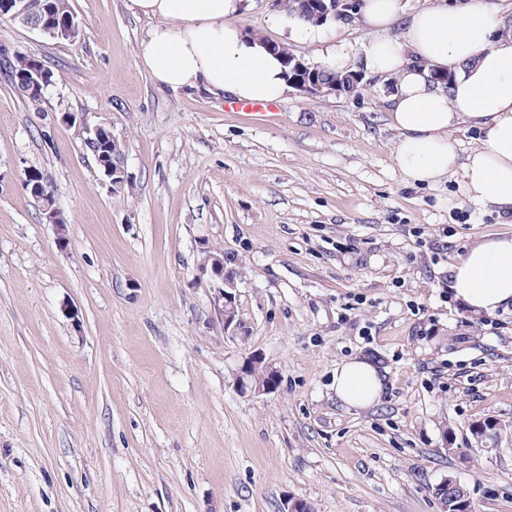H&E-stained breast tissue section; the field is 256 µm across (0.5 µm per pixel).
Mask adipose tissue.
<instances>
[{"mask_svg": "<svg viewBox=\"0 0 512 512\" xmlns=\"http://www.w3.org/2000/svg\"><path fill=\"white\" fill-rule=\"evenodd\" d=\"M130 7L154 21L137 56L157 84L247 102L294 92L283 55L237 23L249 0H130ZM360 17L371 34L362 46L365 69L398 78L389 119L403 181L431 185L458 171L468 202L512 214V37H502L499 14L482 0L454 7L439 0L411 13L402 0H362ZM397 23L404 39L389 34ZM436 72L451 82L434 81ZM463 124L479 131L480 145L462 158L451 133ZM448 289L476 317L512 308V236L472 243L449 267ZM385 383L367 358L340 363L333 376L337 399L357 410L377 401Z\"/></svg>", "mask_w": 512, "mask_h": 512, "instance_id": "1", "label": "adipose tissue"}]
</instances>
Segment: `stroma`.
I'll return each mask as SVG.
<instances>
[{"label":"stroma","instance_id":"35a3bbf8","mask_svg":"<svg viewBox=\"0 0 512 512\" xmlns=\"http://www.w3.org/2000/svg\"><path fill=\"white\" fill-rule=\"evenodd\" d=\"M69 3L73 42L0 19V46L55 74L36 107L0 72V512H443L448 476L472 512H512V309L472 317L446 288L512 216L466 203L457 174L402 180L392 81L295 92L262 121L158 86L129 0ZM275 15L255 0L240 23L315 64ZM100 123L125 145L119 190L84 148ZM217 249L239 273L232 334L203 264ZM356 356L387 372L361 411L332 388ZM255 359L270 393L240 389ZM34 190L35 185H33L32 189H30V192L35 196ZM36 192L41 193V196L39 198H36V196L35 198L37 200L41 199V209L46 220V223L53 225L56 231L57 244L60 248H64L68 244V224L66 222V219L60 213V211L53 205V202L50 199L51 193L47 192L45 187H42V191L41 189L38 188Z\"/></svg>","mask_w":512,"mask_h":512}]
</instances>
